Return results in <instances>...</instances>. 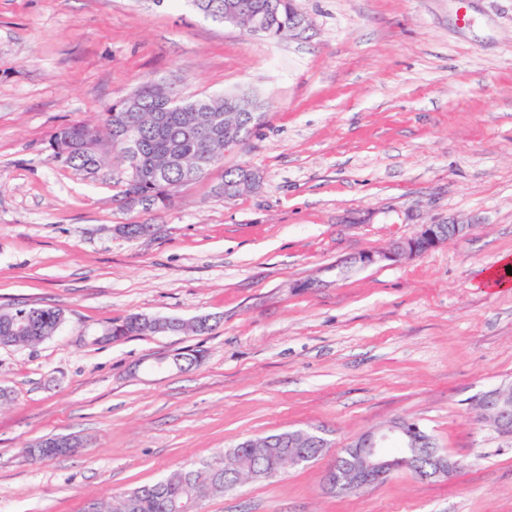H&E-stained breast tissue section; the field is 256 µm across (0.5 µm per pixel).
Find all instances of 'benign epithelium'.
Listing matches in <instances>:
<instances>
[{"instance_id":"benign-epithelium-1","label":"benign epithelium","mask_w":512,"mask_h":512,"mask_svg":"<svg viewBox=\"0 0 512 512\" xmlns=\"http://www.w3.org/2000/svg\"><path fill=\"white\" fill-rule=\"evenodd\" d=\"M195 133L211 143L224 138V150L242 141L238 129L219 131L209 125L194 128ZM465 224H423L412 237L393 243L388 249L362 253L353 264L368 267L406 256L423 255L450 239L467 232ZM489 426L512 437V383L482 392L473 400ZM252 449V456L267 461L265 469L255 472L258 478L277 477L287 470L320 459L329 452L327 441L307 430L283 432L275 436L251 438L239 444ZM458 460L437 447L432 436L415 420L400 419L386 427L373 429L352 439L342 453L332 457L323 474V486L330 493H346L380 483L400 470H408L421 481L454 475Z\"/></svg>"}]
</instances>
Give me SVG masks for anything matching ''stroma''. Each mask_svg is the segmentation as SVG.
I'll list each match as a JSON object with an SVG mask.
<instances>
[{"label": "stroma", "mask_w": 512, "mask_h": 512, "mask_svg": "<svg viewBox=\"0 0 512 512\" xmlns=\"http://www.w3.org/2000/svg\"><path fill=\"white\" fill-rule=\"evenodd\" d=\"M297 6L304 31L262 39L189 0H0V311L65 318L0 346V512H83L248 438L317 428L337 452L402 418L460 460L453 477L332 495L320 459L201 512H512V438L471 406L512 382V287L481 284L512 257V0ZM160 79L249 94L261 119L167 207H123L120 158L91 176L48 141ZM239 166L262 186L224 199ZM445 222L468 231L346 264ZM131 313L214 327L103 341ZM186 349L203 358L184 370ZM67 435L82 448L28 453ZM21 311H25L29 320L30 330L23 335H17L11 330L12 328V317H16ZM63 312L60 309L51 307H36V306H25L0 312V341L3 336H41L42 339L34 340L31 342H25V337L20 339H12L4 341V344L18 343V344H30L42 341L49 336H52L57 330L58 325L62 321Z\"/></svg>", "instance_id": "1"}]
</instances>
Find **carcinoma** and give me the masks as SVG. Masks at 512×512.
Here are the masks:
<instances>
[{"mask_svg": "<svg viewBox=\"0 0 512 512\" xmlns=\"http://www.w3.org/2000/svg\"><path fill=\"white\" fill-rule=\"evenodd\" d=\"M203 13L216 20L224 19V12L235 9L246 17L248 24L262 21L266 24L265 38L274 39L288 32V18L298 15L294 0H193ZM139 101V111L133 113L136 124L137 144L135 151L124 155L131 165L139 163L141 177L127 178L119 191L120 199L134 196L144 208L165 207L184 186L203 177L195 171V158L200 141L183 121V113L194 112L201 116L219 115L218 124L224 121L237 122L243 133L250 132L257 122L254 112H232L224 116V102L207 105L201 99H187L180 104V111L170 113L167 123L155 125L156 112L163 110L158 83L148 82L134 92ZM123 100H116L103 114V129L85 124H69L65 135L69 142L58 145L56 135H51L49 146L53 158L75 170L94 174L92 168L102 165L110 151L114 131L124 121ZM21 311L26 312L30 330L28 336L44 339L53 335L62 321L63 312L51 307L25 306L0 312V336H13L12 318ZM126 327L124 335L150 329L143 314H132L122 321ZM224 467L182 469L150 485L140 486L123 493L107 505L93 503L84 512H177L189 508L204 499L222 494L224 490Z\"/></svg>", "mask_w": 512, "mask_h": 512, "instance_id": "1", "label": "carcinoma"}]
</instances>
